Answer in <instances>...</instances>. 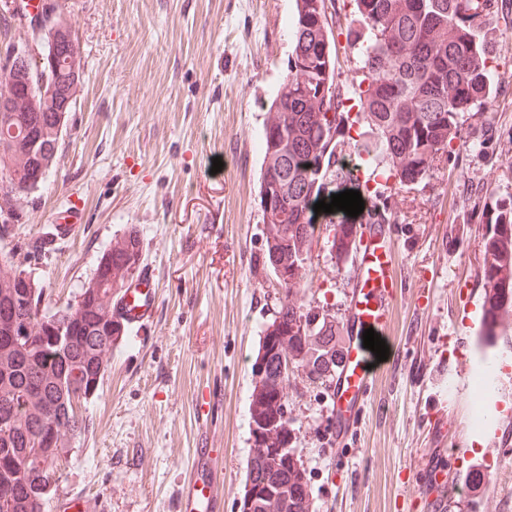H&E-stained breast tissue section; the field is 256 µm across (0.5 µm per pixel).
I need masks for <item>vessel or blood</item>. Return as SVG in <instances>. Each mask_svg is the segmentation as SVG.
<instances>
[{
    "label": "vessel or blood",
    "instance_id": "1",
    "mask_svg": "<svg viewBox=\"0 0 512 512\" xmlns=\"http://www.w3.org/2000/svg\"><path fill=\"white\" fill-rule=\"evenodd\" d=\"M355 284L348 296L347 311L351 321L350 336L336 373V388L329 414L337 439L354 434L377 376L376 356L363 346V333L374 329L388 338L391 309L401 281L395 271L391 234L382 229L359 238L353 255ZM158 300L156 275L146 267L122 289L114 310L137 330H146L154 316ZM213 450L202 442L192 460L193 476L178 491L179 512H223L220 483L210 471Z\"/></svg>",
    "mask_w": 512,
    "mask_h": 512
}]
</instances>
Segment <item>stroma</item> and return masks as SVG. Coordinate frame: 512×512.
I'll return each mask as SVG.
<instances>
[{"label":"stroma","mask_w":512,"mask_h":512,"mask_svg":"<svg viewBox=\"0 0 512 512\" xmlns=\"http://www.w3.org/2000/svg\"><path fill=\"white\" fill-rule=\"evenodd\" d=\"M501 2L483 30L498 68L487 102L462 120L466 148L440 153L421 182L392 180L369 199L394 226L397 366L381 373L357 436L341 447L330 433L332 382L298 372L288 387L292 444L316 512H436L442 500L451 512H512V324L491 343L479 334L482 239L512 203V0ZM65 3L83 84L57 168L29 194L18 235L39 239L83 212L84 224L38 262L44 303L55 307L73 300L105 244L137 226L158 313L150 330L116 345L48 501L79 498L76 512H177L202 398L218 384L213 465L224 475V512H238L251 365L277 296L262 260L260 143L286 75L293 0ZM353 11L342 0L328 17L343 94L362 78L348 37ZM328 218L316 216L323 232L299 297L342 324L355 269L331 251ZM479 374L492 380L490 420L475 427Z\"/></svg>","instance_id":"35a3bbf8"}]
</instances>
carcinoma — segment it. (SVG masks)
<instances>
[{"mask_svg":"<svg viewBox=\"0 0 512 512\" xmlns=\"http://www.w3.org/2000/svg\"><path fill=\"white\" fill-rule=\"evenodd\" d=\"M327 0H294L293 46L285 79L270 101L264 123L259 184L265 183L272 145H284L283 172L288 178V205L273 207L264 222L266 241H286L284 264L289 283L276 298L272 318L262 331L255 361L264 363L269 384L257 380L251 403L265 405L266 420L275 425L268 442L251 430L253 446L267 448V457L248 461L239 512H261L265 496L287 493L290 512H312L301 456L277 452L291 447L288 402L279 395L280 360L267 349L268 337L286 336L295 365L311 382L334 377L342 351L336 320L318 319L304 307L296 289L308 267L299 257L312 250L318 227L311 216L321 193L317 173L335 177L332 159L342 153L352 125L364 122L378 139L383 159L399 184L411 186L430 172L439 152L459 138L460 120L476 103L490 95L481 28L493 20L491 0H355L357 28L352 31L362 58L358 95L363 111L350 118L339 111L335 81L336 53L326 16ZM25 16L0 13V91L7 83L4 67L18 45L14 31ZM451 26L459 37L450 43L437 40L442 27ZM22 96L14 97L20 135L9 141L11 175L22 180L27 136L41 146L59 149L54 112L42 103L39 79ZM361 227L336 225L331 247L339 254L355 248ZM33 246L15 243L0 255V324L4 319L25 321L31 327L33 355L14 376L0 374V419L12 423L8 440L0 437V512H44L46 495L32 487L56 474L72 442L86 430L71 402L82 398L88 384L74 379L59 382L63 373L80 366L94 376L107 365L113 344L107 342L100 318L112 321L113 339L131 333L112 316V306L124 284L139 272L137 256L142 239L135 229L112 240L98 258L92 284L104 270L111 271V286L103 294L86 295L80 286L74 301L55 309L41 307L44 287L25 284L23 274L33 272L37 261ZM481 276L484 282L481 335H499L504 320L512 316V208L501 207L484 238ZM66 322L70 336L65 346L52 344L51 326Z\"/></svg>","mask_w":512,"mask_h":512,"instance_id":"obj_1","label":"carcinoma"}]
</instances>
